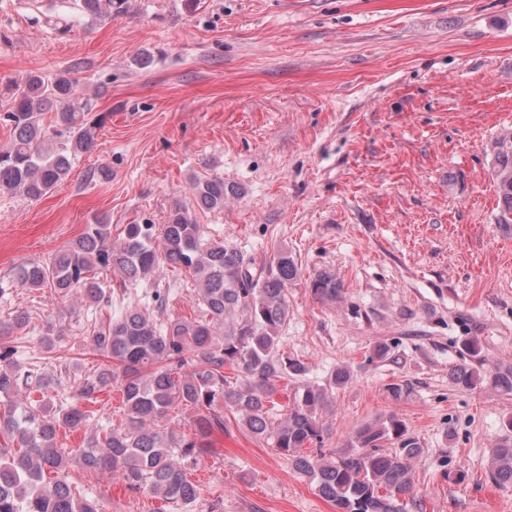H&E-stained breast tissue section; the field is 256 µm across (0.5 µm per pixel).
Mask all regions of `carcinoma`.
I'll list each match as a JSON object with an SVG mask.
<instances>
[{
    "mask_svg": "<svg viewBox=\"0 0 512 512\" xmlns=\"http://www.w3.org/2000/svg\"><path fill=\"white\" fill-rule=\"evenodd\" d=\"M81 16L112 18L128 9V0H74ZM70 68L53 78L31 71L4 88L11 106L0 118L10 141L0 146V195L38 201L58 187L73 163L90 151L103 117L96 102L79 91ZM497 196L496 223L512 229V129L501 132L491 150ZM234 189L224 177L206 175L192 182L191 195L202 211L224 209ZM170 267L192 280V319L164 316L170 288L157 272ZM104 272L112 274L107 282ZM300 271L286 247L257 267L240 249L205 235L195 211L177 203L163 224H126L119 240L112 225L97 218L84 232L47 261L16 266L11 288L50 290L60 299L78 294L94 309L112 307V289L141 288L144 304L126 306L94 320L86 339L99 357L98 368L83 375L67 405L56 406L43 391L57 376L17 359L11 336L26 323L25 312L0 322V512H102L99 501L83 494L69 478L70 452L58 444L59 431L86 427L91 406L117 384L125 420L120 426L90 429L78 462L94 473H109L135 492L146 491L179 512H191L199 491L186 477L188 465L214 452L211 437L224 431V410L238 417L258 439L287 458L316 483L318 493L336 512H406L421 508L414 496L410 461L423 453L416 436L391 413L361 425L355 451L326 456L327 427L318 413L329 392L352 378L340 367L328 386L302 382L309 371L299 358L281 351L280 331L288 321V285ZM312 296L323 304L343 298V284L329 271L308 277ZM70 338L48 327L41 343L49 350ZM472 363L457 366L451 381L462 388L483 382L480 348L466 346ZM237 373L231 385L224 370ZM292 379L297 390L287 413H274L277 383ZM492 386L512 393V367L492 373ZM41 393V398L32 395ZM182 406L196 412L190 431L168 427L169 413ZM391 450L386 451L384 447ZM311 449L308 454L301 453ZM491 480L512 487V439L493 450Z\"/></svg>",
    "mask_w": 512,
    "mask_h": 512,
    "instance_id": "carcinoma-1",
    "label": "carcinoma"
}]
</instances>
